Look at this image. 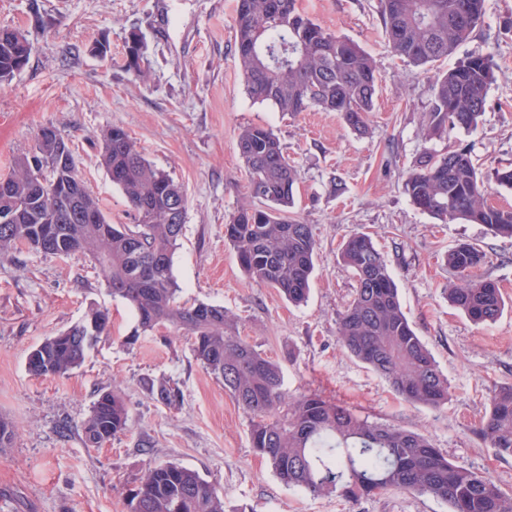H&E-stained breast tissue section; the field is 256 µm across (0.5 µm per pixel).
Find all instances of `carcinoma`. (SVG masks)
<instances>
[{"mask_svg":"<svg viewBox=\"0 0 512 512\" xmlns=\"http://www.w3.org/2000/svg\"><path fill=\"white\" fill-rule=\"evenodd\" d=\"M485 0H381L385 37L391 52L418 65L439 62L467 41L484 17ZM234 52L248 94L280 112L317 108L338 113L357 134L367 132L380 74L375 59L348 38L330 32L300 5V0H237ZM25 37L0 29V82L18 72ZM142 46L132 38L125 50L126 70L136 77ZM495 81L488 55H472L436 74L426 136L469 131L485 112L486 94ZM101 162L126 198L136 224H114L89 188L55 198L29 179L33 168L59 184L70 171L56 162L67 142L37 141V153L16 159L5 176L15 221L0 224V251L30 247L45 252L41 229L60 228L58 253H82L98 262L112 296L133 310L136 326L125 343L168 326L190 335L196 361L224 384L250 419L251 447L264 457L288 487L311 495L338 493L348 500L397 489L428 495L449 512H512V497L490 476L451 463L423 433L378 424L318 393L290 398L280 366L236 335L235 320L221 306L179 304L172 257L185 216L174 205L185 200L182 187L156 168L128 132L114 125L101 139ZM249 172L248 192L259 204L240 207L224 225L240 267L255 282L277 289L289 302L303 303L314 271L317 241L311 226L286 216L294 206L299 174L278 137L264 126H249L238 138ZM421 211L443 223L482 224L494 235L512 237V208L488 203L491 186L460 148L422 154L403 183ZM92 211L98 222L75 220ZM341 257L357 287L338 316V342L382 377L403 400L438 407L450 396L447 376L417 336L399 300L392 271L372 238L357 233ZM486 254L460 243L446 256L457 283L449 301L472 322L491 325L505 301L496 282L475 277ZM111 324L107 312L92 309L79 322L37 346L31 372L62 376L79 367ZM167 407L180 405L181 389L167 380L152 386ZM128 411L114 392L94 402L83 423L86 444L94 447L124 433ZM501 455L512 456V385L492 393L489 411L477 429ZM130 512H224V494L194 470L176 463L148 469L130 501Z\"/></svg>","mask_w":512,"mask_h":512,"instance_id":"carcinoma-1","label":"carcinoma"}]
</instances>
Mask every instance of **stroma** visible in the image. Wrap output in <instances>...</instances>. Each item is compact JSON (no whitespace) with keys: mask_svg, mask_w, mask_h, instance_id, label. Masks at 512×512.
<instances>
[{"mask_svg":"<svg viewBox=\"0 0 512 512\" xmlns=\"http://www.w3.org/2000/svg\"><path fill=\"white\" fill-rule=\"evenodd\" d=\"M235 5L0 0V28L19 30L32 46L27 65L0 83V176L33 151L40 128H55L112 223H133L100 159L102 132L122 126L185 194L172 267L179 302L224 307L240 336L279 364L289 396L316 392L369 420L419 430L453 464L486 473L512 495V456L499 455L474 431L491 391L512 385V239L481 224L441 223L403 190L425 152L469 148L487 178L512 166V0H485L470 39L433 67L390 51L380 0H301L324 28L377 62L381 80L363 135L336 113L280 112L248 95L234 56ZM134 35L143 44L140 78L124 65ZM100 41L109 43V58L92 53ZM474 54L491 56L496 66L477 127L426 139L437 71ZM253 125L271 128L297 168L290 215L310 224L317 240L309 298L299 306L250 279L224 237L247 200L249 174L237 142ZM357 233L371 235L417 336L448 377L450 398L439 408L402 400L338 343L337 316L356 288L340 252ZM462 242L486 252L480 274L498 282L507 300L492 325L474 324L448 301L456 275L446 255ZM93 306L109 310L110 335L71 373L32 375L30 352ZM135 324L91 257L0 252V419L14 430L0 448V512H130L146 471L167 462L223 489L226 512H448L432 497L395 489L349 501L283 485L254 452L248 415L195 360L189 337L169 328L125 345ZM162 378L181 389L178 407L149 391V380ZM112 390L125 401L128 429L86 446L82 425L98 396Z\"/></svg>","mask_w":512,"mask_h":512,"instance_id":"stroma-1","label":"stroma"}]
</instances>
